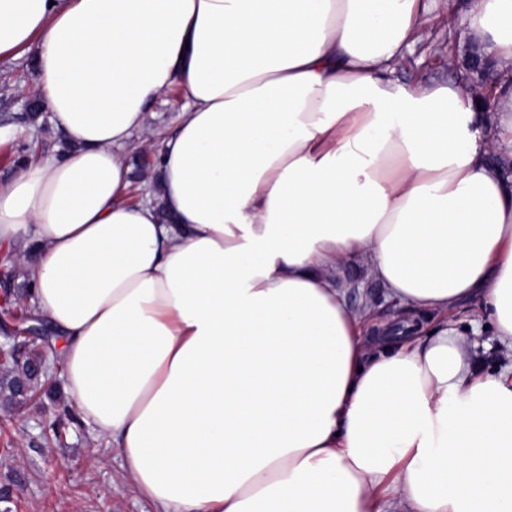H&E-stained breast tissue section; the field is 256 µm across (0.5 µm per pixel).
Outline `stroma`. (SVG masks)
<instances>
[{
  "label": "stroma",
  "mask_w": 512,
  "mask_h": 512,
  "mask_svg": "<svg viewBox=\"0 0 512 512\" xmlns=\"http://www.w3.org/2000/svg\"><path fill=\"white\" fill-rule=\"evenodd\" d=\"M468 0H438L425 25L426 36L395 77L399 82L489 86L502 74L483 62L465 37ZM34 86L26 60L0 63V180L17 171L20 147L35 140L39 154L48 155L65 142L44 119H24V96ZM353 309L370 308L387 324L410 327L397 302L389 300L374 279L350 269L342 282ZM63 370L50 368L35 391L9 400L0 394V512H154L152 504L124 487L119 458L107 440H94L64 389Z\"/></svg>",
  "instance_id": "obj_1"
}]
</instances>
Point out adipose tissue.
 <instances>
[{"instance_id": "adipose-tissue-1", "label": "adipose tissue", "mask_w": 512, "mask_h": 512, "mask_svg": "<svg viewBox=\"0 0 512 512\" xmlns=\"http://www.w3.org/2000/svg\"><path fill=\"white\" fill-rule=\"evenodd\" d=\"M430 0H0L73 150L0 183L64 387L156 512H512V83H399ZM465 33L512 72V0ZM158 186L127 155L172 86ZM493 127L483 135V127ZM352 260L425 315L345 302ZM479 302L510 365L448 319Z\"/></svg>"}]
</instances>
